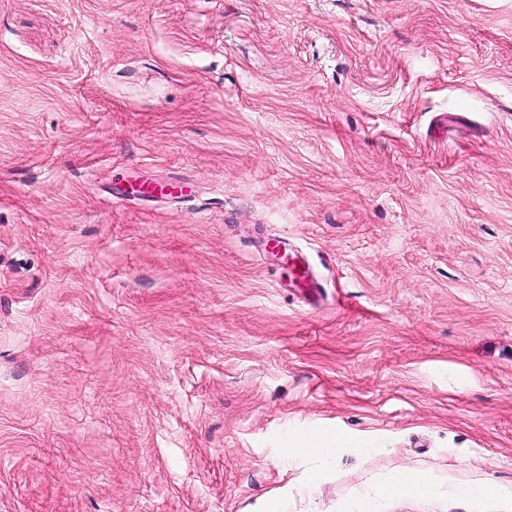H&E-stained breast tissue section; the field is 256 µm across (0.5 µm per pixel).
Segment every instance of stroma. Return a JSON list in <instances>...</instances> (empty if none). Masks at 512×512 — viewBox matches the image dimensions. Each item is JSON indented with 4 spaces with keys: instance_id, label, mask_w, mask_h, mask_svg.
<instances>
[{
    "instance_id": "obj_1",
    "label": "stroma",
    "mask_w": 512,
    "mask_h": 512,
    "mask_svg": "<svg viewBox=\"0 0 512 512\" xmlns=\"http://www.w3.org/2000/svg\"><path fill=\"white\" fill-rule=\"evenodd\" d=\"M275 504L512 512V0H0V512ZM266 251L277 257L291 273V283L309 299L316 300L320 297V285L311 277L307 262L300 261L293 253L288 252L281 242H267ZM288 462L295 458L312 453H320L323 456H329L335 448L332 442L322 433L314 431L300 439L289 441Z\"/></svg>"
}]
</instances>
